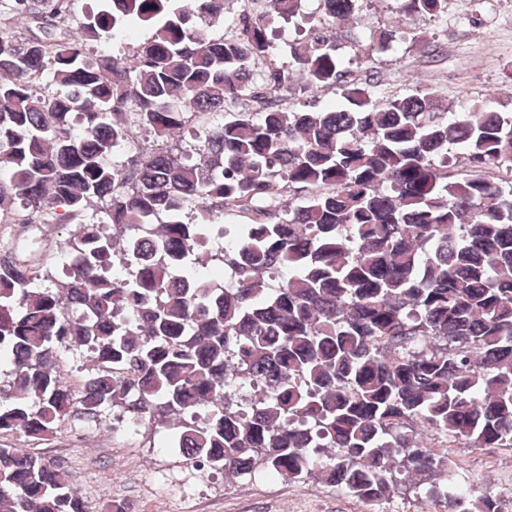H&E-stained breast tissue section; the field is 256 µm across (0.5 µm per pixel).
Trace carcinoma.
I'll list each match as a JSON object with an SVG mask.
<instances>
[{"label":"carcinoma","mask_w":512,"mask_h":512,"mask_svg":"<svg viewBox=\"0 0 512 512\" xmlns=\"http://www.w3.org/2000/svg\"><path fill=\"white\" fill-rule=\"evenodd\" d=\"M4 2L0 224L72 225L77 265L0 253V434L113 413L226 477L512 512L431 449L512 447V113L378 100L373 55L354 80L337 54L362 0L243 5L230 37L208 33L224 0H103L74 28L77 0ZM280 19L309 27L281 66ZM133 21L152 35L115 54ZM298 79L345 103L288 101ZM135 129L150 143L120 162ZM71 348L93 362L78 392ZM0 512L85 506L61 462L0 447ZM85 362V358L82 352L76 350L65 351L59 358L60 367L69 374V377L75 382V390H79L78 385L79 377L84 374L81 370V366Z\"/></svg>","instance_id":"carcinoma-1"}]
</instances>
